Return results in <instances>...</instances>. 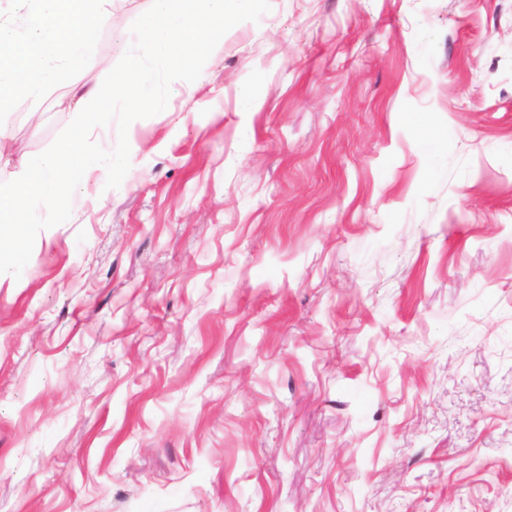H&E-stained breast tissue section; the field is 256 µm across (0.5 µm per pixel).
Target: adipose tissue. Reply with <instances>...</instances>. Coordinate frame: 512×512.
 Listing matches in <instances>:
<instances>
[{"mask_svg": "<svg viewBox=\"0 0 512 512\" xmlns=\"http://www.w3.org/2000/svg\"><path fill=\"white\" fill-rule=\"evenodd\" d=\"M23 25L0 16V109L23 97L39 98L72 64L87 58L89 31L108 18L83 0L78 11L67 0H20Z\"/></svg>", "mask_w": 512, "mask_h": 512, "instance_id": "ef3b65f1", "label": "adipose tissue"}]
</instances>
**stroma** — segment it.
<instances>
[{"mask_svg": "<svg viewBox=\"0 0 512 512\" xmlns=\"http://www.w3.org/2000/svg\"><path fill=\"white\" fill-rule=\"evenodd\" d=\"M271 6L0 278V512H512V0Z\"/></svg>", "mask_w": 512, "mask_h": 512, "instance_id": "stroma-1", "label": "stroma"}]
</instances>
